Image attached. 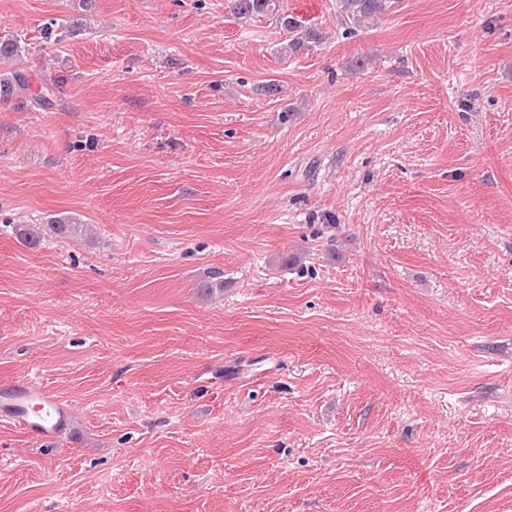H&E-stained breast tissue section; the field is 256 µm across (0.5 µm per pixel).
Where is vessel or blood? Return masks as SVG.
I'll use <instances>...</instances> for the list:
<instances>
[{
	"label": "vessel or blood",
	"mask_w": 512,
	"mask_h": 512,
	"mask_svg": "<svg viewBox=\"0 0 512 512\" xmlns=\"http://www.w3.org/2000/svg\"><path fill=\"white\" fill-rule=\"evenodd\" d=\"M71 404L27 380L0 389V418L36 441H51L69 432Z\"/></svg>",
	"instance_id": "vessel-or-blood-1"
}]
</instances>
